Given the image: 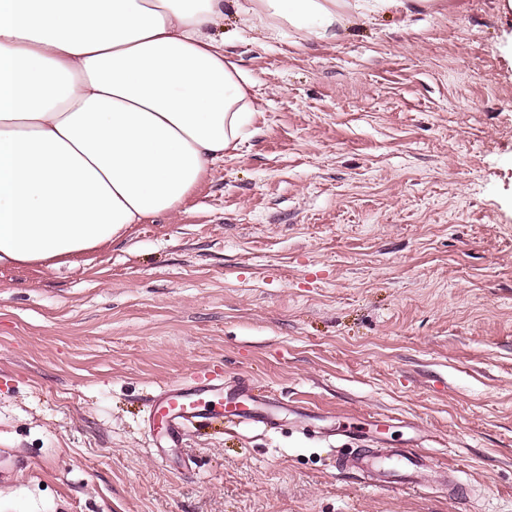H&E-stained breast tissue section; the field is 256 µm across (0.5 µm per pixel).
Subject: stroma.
<instances>
[{"instance_id": "35a3bbf8", "label": "stroma", "mask_w": 512, "mask_h": 512, "mask_svg": "<svg viewBox=\"0 0 512 512\" xmlns=\"http://www.w3.org/2000/svg\"><path fill=\"white\" fill-rule=\"evenodd\" d=\"M224 39L258 114L186 203L0 266V512H512V0ZM215 369L276 428L168 447L152 395ZM361 437L469 496L337 471ZM230 396L232 398L236 397H244L248 403V408L240 414V417L247 422L262 424L265 427L274 428V419L269 413L267 406H270V401H265L261 403L257 400V396L253 394V389L251 385L246 382H238L235 385L234 390L231 392Z\"/></svg>"}]
</instances>
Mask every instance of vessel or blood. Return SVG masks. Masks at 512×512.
Returning <instances> with one entry per match:
<instances>
[{
  "instance_id": "obj_1",
  "label": "vessel or blood",
  "mask_w": 512,
  "mask_h": 512,
  "mask_svg": "<svg viewBox=\"0 0 512 512\" xmlns=\"http://www.w3.org/2000/svg\"><path fill=\"white\" fill-rule=\"evenodd\" d=\"M221 391V385L202 386L194 381L158 390L152 402L167 422L171 442H178L183 426L208 423L223 413L224 404L216 399ZM233 394L244 397L248 403L242 413L245 421L273 426L274 420L266 404L258 401L249 383H238ZM336 465L379 486H399L414 491L440 488L452 499L466 494L455 470L420 450L364 447L338 457Z\"/></svg>"
}]
</instances>
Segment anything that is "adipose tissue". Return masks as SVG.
Returning <instances> with one entry per match:
<instances>
[{
  "instance_id": "adipose-tissue-1",
  "label": "adipose tissue",
  "mask_w": 512,
  "mask_h": 512,
  "mask_svg": "<svg viewBox=\"0 0 512 512\" xmlns=\"http://www.w3.org/2000/svg\"><path fill=\"white\" fill-rule=\"evenodd\" d=\"M435 0H0V265H51L177 210L255 117L227 7L338 37Z\"/></svg>"
}]
</instances>
